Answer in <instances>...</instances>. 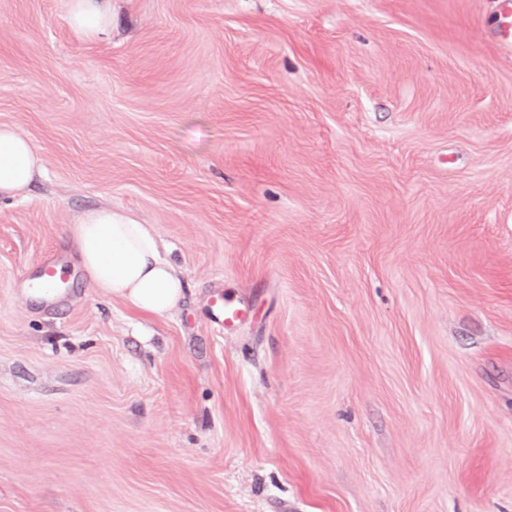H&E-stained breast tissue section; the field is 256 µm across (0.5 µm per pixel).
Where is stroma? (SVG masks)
<instances>
[{
  "mask_svg": "<svg viewBox=\"0 0 512 512\" xmlns=\"http://www.w3.org/2000/svg\"><path fill=\"white\" fill-rule=\"evenodd\" d=\"M0 124L42 167L0 202V512H512L500 0H112L104 40L0 0ZM104 205L169 313L80 271ZM94 288L147 316H161L183 296L175 267L164 259L149 224L102 206L83 213L68 234Z\"/></svg>",
  "mask_w": 512,
  "mask_h": 512,
  "instance_id": "35a3bbf8",
  "label": "stroma"
}]
</instances>
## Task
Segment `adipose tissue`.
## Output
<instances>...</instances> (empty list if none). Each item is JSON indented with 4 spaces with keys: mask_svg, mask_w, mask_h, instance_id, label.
Returning a JSON list of instances; mask_svg holds the SVG:
<instances>
[{
    "mask_svg": "<svg viewBox=\"0 0 512 512\" xmlns=\"http://www.w3.org/2000/svg\"><path fill=\"white\" fill-rule=\"evenodd\" d=\"M70 22L88 38L109 34L111 0H70ZM41 174L33 146L0 125V200L20 196ZM69 240L88 281L147 316H161L183 296L182 280L164 259L150 225L106 205L83 213Z\"/></svg>",
    "mask_w": 512,
    "mask_h": 512,
    "instance_id": "1",
    "label": "adipose tissue"
}]
</instances>
